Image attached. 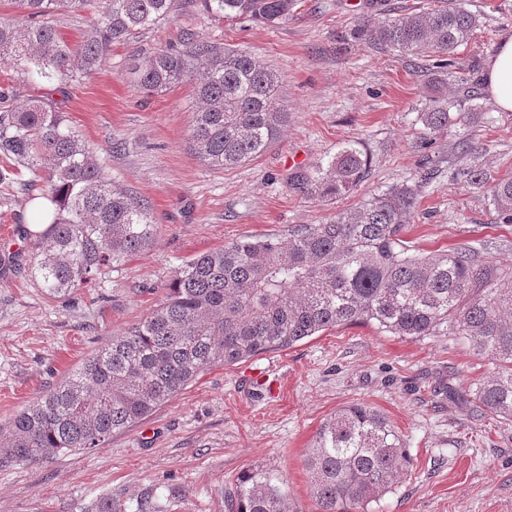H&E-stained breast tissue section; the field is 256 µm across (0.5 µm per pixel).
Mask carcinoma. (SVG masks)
Listing matches in <instances>:
<instances>
[{
	"label": "carcinoma",
	"instance_id": "1",
	"mask_svg": "<svg viewBox=\"0 0 512 512\" xmlns=\"http://www.w3.org/2000/svg\"><path fill=\"white\" fill-rule=\"evenodd\" d=\"M25 22L0 20V68L46 83L93 75L112 45L197 5L230 24L286 22L300 0H14ZM92 7L72 46L53 17ZM479 14L459 0H434L422 12L357 22L350 38L378 53L398 52L431 77L420 121L433 135L462 122L459 108L479 100L473 74L459 72L457 50ZM131 74L149 93L194 80L192 152L222 170L264 152L288 121L280 77L252 55L187 33L157 48ZM0 88V181L26 170L54 205L45 231L30 239L37 276L52 298L102 281L149 247L156 227L144 200L112 183L55 104L35 96L20 109ZM368 172L366 157L344 147L299 192L327 199L349 193ZM453 177L485 190L512 223V179L488 184L477 165ZM423 183L401 182L323 224H297L286 237H246L196 255L175 271L151 314L87 358L0 428V460L41 463L59 452L100 447L217 364L234 365L286 349L330 328L371 324L405 338L441 331L465 337L496 371L471 390L475 411L512 420V269L466 248L416 253L402 232ZM410 457L389 420L363 403L347 405L319 428L306 467L317 512H367L408 473ZM228 512H301L266 469L241 474Z\"/></svg>",
	"mask_w": 512,
	"mask_h": 512
}]
</instances>
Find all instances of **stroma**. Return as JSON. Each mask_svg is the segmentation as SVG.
<instances>
[{
	"mask_svg": "<svg viewBox=\"0 0 512 512\" xmlns=\"http://www.w3.org/2000/svg\"><path fill=\"white\" fill-rule=\"evenodd\" d=\"M481 27L457 51L460 65L486 66L512 36V0H465ZM367 15L365 0H303L275 26L228 25L194 8L108 52L92 77L63 86L0 72L14 103H60L113 183L146 200L157 231L151 246L72 300L50 298L33 270L26 214L39 188L0 182V425L59 384L115 336L143 321L174 271L197 254L247 236L287 234L318 224L426 167L419 113L426 75L408 58L378 54L344 36ZM196 32L243 48L281 78L288 122L265 152L235 168L206 167L187 138L192 82L161 93L140 89L133 54L147 56ZM483 113L437 136L439 171L425 185L405 233L424 251L470 247L512 266V224L486 192L450 179L467 164L463 137L478 147L489 181L512 179V112L483 96ZM367 155L354 193L332 200L292 190L344 147ZM494 370L447 333L403 338L371 325L340 326L234 365H216L151 416L88 453L39 465L0 463V512H227L238 476L264 467L301 512H312L305 459L320 426L339 408L364 403L401 436L409 473L369 512H512V421L472 413L474 384Z\"/></svg>",
	"mask_w": 512,
	"mask_h": 512,
	"instance_id": "stroma-1",
	"label": "stroma"
}]
</instances>
